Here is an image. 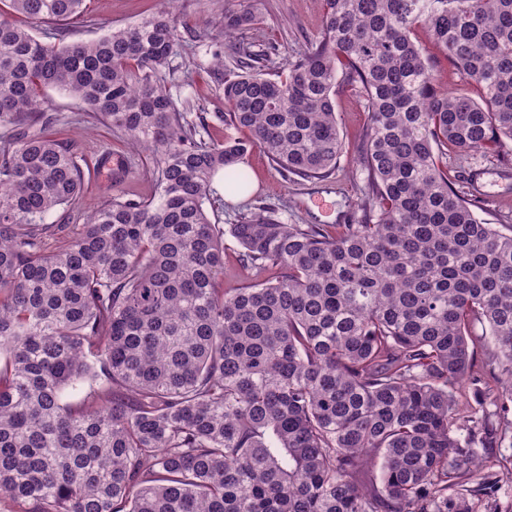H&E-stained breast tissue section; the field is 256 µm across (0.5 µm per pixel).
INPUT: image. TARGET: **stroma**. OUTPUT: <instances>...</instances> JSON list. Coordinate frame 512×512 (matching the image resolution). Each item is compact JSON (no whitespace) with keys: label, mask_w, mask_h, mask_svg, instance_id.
<instances>
[{"label":"stroma","mask_w":512,"mask_h":512,"mask_svg":"<svg viewBox=\"0 0 512 512\" xmlns=\"http://www.w3.org/2000/svg\"><path fill=\"white\" fill-rule=\"evenodd\" d=\"M238 0H180L178 33L183 43L170 61V91L193 123L203 124L205 137L220 139L224 127L214 113L223 111L221 83L209 64L214 55L233 65L237 46L260 54L268 72H276L288 60L303 53L315 39L322 24L318 0H253L263 21L246 30L240 45H233L212 27L211 19ZM159 0H87L82 17L70 25L75 39H93L106 30L131 24L157 11ZM52 112L63 118L61 138L68 142L89 173L88 183L71 205L49 215L52 224L79 223L112 194V170L123 171L122 190L141 197L150 196L154 182L145 152L132 148L111 129L94 125L82 117L76 102L55 88L46 92ZM336 117L344 150L335 171L327 178L293 182L283 178L266 155L253 151L248 161L253 170L254 191L242 200H225L210 217L219 224L237 223L241 214L260 206L275 208L291 224H355L362 212L365 174L358 156L367 123L364 99L354 90L340 88ZM448 170L455 187L482 218L492 224L512 222V158L503 159L494 150L473 152L464 157L449 156Z\"/></svg>","instance_id":"obj_1"}]
</instances>
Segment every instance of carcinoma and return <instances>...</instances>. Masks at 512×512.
<instances>
[{
  "label": "carcinoma",
  "instance_id": "carcinoma-1",
  "mask_svg": "<svg viewBox=\"0 0 512 512\" xmlns=\"http://www.w3.org/2000/svg\"><path fill=\"white\" fill-rule=\"evenodd\" d=\"M242 2L215 21L226 39L262 21ZM320 3L319 36L282 72L215 56L230 134L206 141L168 89L172 11L51 43L38 27L85 0H0L8 512H475L512 475L484 455L512 440V228L448 179V152L512 145V0ZM422 26L478 98L438 83ZM342 84L368 112L360 221L212 223L214 177L248 190L254 149L293 181L336 169ZM49 88L148 151L154 180L146 198L112 187L53 243L44 220L84 170L48 133ZM237 247L230 239H224V287L233 288L241 276L237 261Z\"/></svg>",
  "mask_w": 512,
  "mask_h": 512
}]
</instances>
